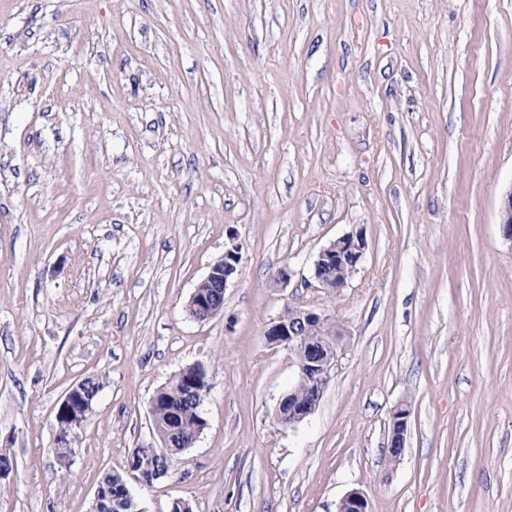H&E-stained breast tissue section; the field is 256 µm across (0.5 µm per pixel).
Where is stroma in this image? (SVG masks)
Here are the masks:
<instances>
[{"mask_svg":"<svg viewBox=\"0 0 512 512\" xmlns=\"http://www.w3.org/2000/svg\"><path fill=\"white\" fill-rule=\"evenodd\" d=\"M511 188L512 0H0V512H91L192 364L207 426L140 512H512ZM351 232L347 286L309 287ZM300 304L343 335L285 428L295 358L264 332ZM89 375L65 466L56 404ZM367 243L362 233H348L324 246L314 263L312 288L339 290L358 270L366 255ZM239 263V246L232 244L231 247L224 250V256L211 265L208 274L196 288L212 294L214 292L213 288H221L224 297L225 288L237 275ZM202 282L209 284L210 288L207 285H201V288H198ZM80 381L78 390L75 392V406L80 408L83 404L93 405L96 396L103 386L102 380L94 375L86 376ZM78 381V382H80ZM78 382L75 384L77 385ZM404 404L397 406L391 415L390 444L389 450L391 456L397 461L402 455L405 447V434L407 432V421L409 409Z\"/></svg>","mask_w":512,"mask_h":512,"instance_id":"stroma-1","label":"stroma"}]
</instances>
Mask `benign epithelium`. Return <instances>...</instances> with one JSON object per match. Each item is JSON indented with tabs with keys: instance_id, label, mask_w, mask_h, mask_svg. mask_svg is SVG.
I'll use <instances>...</instances> for the list:
<instances>
[{
	"instance_id": "1",
	"label": "benign epithelium",
	"mask_w": 512,
	"mask_h": 512,
	"mask_svg": "<svg viewBox=\"0 0 512 512\" xmlns=\"http://www.w3.org/2000/svg\"><path fill=\"white\" fill-rule=\"evenodd\" d=\"M500 225L504 237L512 241V191L507 194L504 201ZM366 247V240L360 232L348 233L329 242L320 250L314 263L313 279L316 287L334 291L345 287L348 279L364 261ZM239 263V246L233 244L224 250L221 259L211 265L203 282L212 288H227L228 283L237 275ZM187 312L192 319L199 322L207 321L219 314L206 299L197 298L195 292L190 296ZM325 324L332 326L336 335H343L342 329L329 315L315 307L299 305L272 320L265 331V336L268 342L282 346L292 353L295 349L308 345L312 331ZM311 351V358L296 363V384L309 382L313 390L304 399H296L290 393L279 400L275 419L284 427L298 424L315 412L338 358L337 351L326 347H313ZM408 417L409 409L403 405L397 406L391 415L389 450L396 460L400 459L405 447ZM128 476L135 483L147 485L159 477V472L152 465L138 464L128 467ZM337 512H369V501L362 491L353 489L341 498Z\"/></svg>"
}]
</instances>
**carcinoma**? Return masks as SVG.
<instances>
[{
    "mask_svg": "<svg viewBox=\"0 0 512 512\" xmlns=\"http://www.w3.org/2000/svg\"><path fill=\"white\" fill-rule=\"evenodd\" d=\"M195 378L199 381L200 389L209 386L207 371L197 372L190 368L181 369L166 385L159 388L151 397L154 402V417L159 427L166 431L176 426V436H192L202 419L200 407L188 394L187 380ZM103 386L102 380L94 375L82 379L75 392V406L93 404ZM104 495L112 499L115 509H120L122 498L127 490V474L108 472L99 483Z\"/></svg>",
    "mask_w": 512,
    "mask_h": 512,
    "instance_id": "cac0c4a2",
    "label": "carcinoma"
}]
</instances>
